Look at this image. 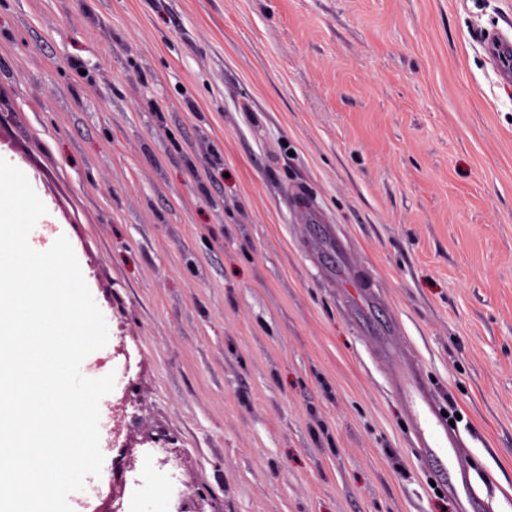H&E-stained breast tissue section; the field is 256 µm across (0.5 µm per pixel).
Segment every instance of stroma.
<instances>
[{
  "label": "stroma",
  "instance_id": "35a3bbf8",
  "mask_svg": "<svg viewBox=\"0 0 512 512\" xmlns=\"http://www.w3.org/2000/svg\"><path fill=\"white\" fill-rule=\"evenodd\" d=\"M512 0H0V158L106 316L100 476L204 512H461L410 446L336 255L512 512ZM165 435L175 471L148 454ZM483 49L499 79H512V38L498 33L493 39L483 41Z\"/></svg>",
  "mask_w": 512,
  "mask_h": 512
}]
</instances>
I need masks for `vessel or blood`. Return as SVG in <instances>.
I'll list each match as a JSON object with an SVG mask.
<instances>
[{
    "label": "vessel or blood",
    "mask_w": 512,
    "mask_h": 512,
    "mask_svg": "<svg viewBox=\"0 0 512 512\" xmlns=\"http://www.w3.org/2000/svg\"><path fill=\"white\" fill-rule=\"evenodd\" d=\"M483 49L498 78L512 79V37L500 33L484 40ZM390 394L403 402L413 448L443 490L463 499L464 512H487L488 503L472 488L471 470L458 430L448 424L444 407L427 383L419 362L398 360L389 379Z\"/></svg>",
    "instance_id": "b4317fda"
}]
</instances>
